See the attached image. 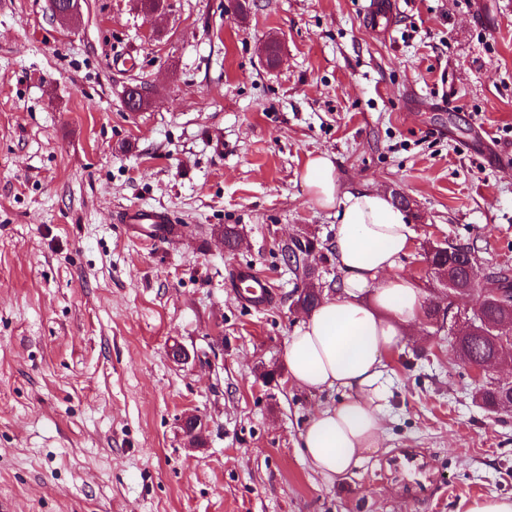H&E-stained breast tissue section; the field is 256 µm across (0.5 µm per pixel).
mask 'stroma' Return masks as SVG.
<instances>
[{
  "label": "stroma",
  "instance_id": "35a3bbf8",
  "mask_svg": "<svg viewBox=\"0 0 512 512\" xmlns=\"http://www.w3.org/2000/svg\"><path fill=\"white\" fill-rule=\"evenodd\" d=\"M82 0L76 25L49 0L0 7V505L6 512H466L512 496V411L474 401L447 328L386 358L381 448L344 477L298 445L338 393L290 381L303 312L284 241L339 280L334 211L302 186L332 156L341 189L407 195L402 261L428 304L436 244L474 248L482 277L512 270V0H395L387 38L369 0ZM277 37L278 66L263 41ZM145 83L152 103L127 111ZM162 207L156 243L117 212ZM241 232L226 252L215 231ZM274 290L254 310L230 280ZM189 360L174 364L172 345ZM204 418L186 447L181 421ZM397 5L394 1H374L365 11L368 28L382 36H389L394 26ZM232 280L244 288L241 298L250 306L260 308L272 299V291L265 279L249 269H236L230 275Z\"/></svg>",
  "mask_w": 512,
  "mask_h": 512
}]
</instances>
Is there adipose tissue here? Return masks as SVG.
Returning a JSON list of instances; mask_svg holds the SVG:
<instances>
[{"mask_svg":"<svg viewBox=\"0 0 512 512\" xmlns=\"http://www.w3.org/2000/svg\"><path fill=\"white\" fill-rule=\"evenodd\" d=\"M301 181L318 206L336 212L331 246L342 277L335 294L324 296L289 337L286 360L295 386L340 394L300 435L304 457L331 480L380 448L385 357L415 333L424 295L401 270L414 231L389 193L341 190L325 153L308 158Z\"/></svg>","mask_w":512,"mask_h":512,"instance_id":"1","label":"adipose tissue"}]
</instances>
